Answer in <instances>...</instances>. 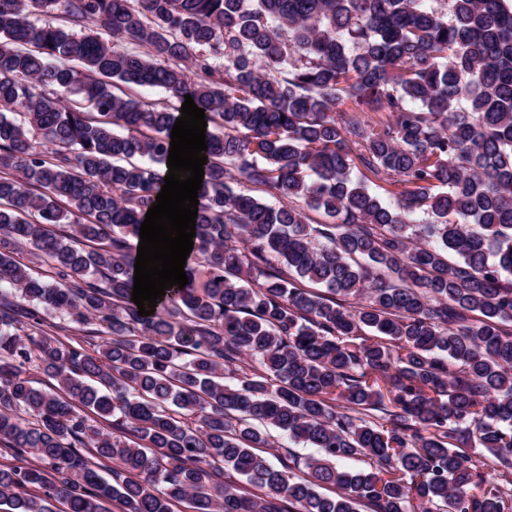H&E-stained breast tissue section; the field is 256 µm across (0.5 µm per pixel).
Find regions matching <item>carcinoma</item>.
Here are the masks:
<instances>
[{"mask_svg": "<svg viewBox=\"0 0 512 512\" xmlns=\"http://www.w3.org/2000/svg\"><path fill=\"white\" fill-rule=\"evenodd\" d=\"M186 94L206 280L140 316ZM0 455L4 512H512V0H0Z\"/></svg>", "mask_w": 512, "mask_h": 512, "instance_id": "obj_1", "label": "carcinoma"}]
</instances>
